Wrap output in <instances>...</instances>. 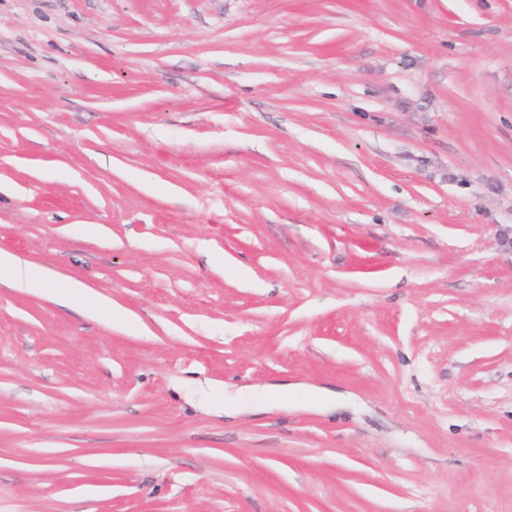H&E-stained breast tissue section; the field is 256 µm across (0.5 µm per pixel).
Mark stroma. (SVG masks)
Here are the masks:
<instances>
[{
    "label": "stroma",
    "mask_w": 512,
    "mask_h": 512,
    "mask_svg": "<svg viewBox=\"0 0 512 512\" xmlns=\"http://www.w3.org/2000/svg\"><path fill=\"white\" fill-rule=\"evenodd\" d=\"M0 249V512H512V0H0ZM0 274L15 288H45L49 283L48 272L22 262L13 254L0 250ZM89 309L91 313L104 315L111 321L121 322L129 329L138 327V322L134 316L115 309L106 299H94L90 303Z\"/></svg>",
    "instance_id": "35a3bbf8"
}]
</instances>
